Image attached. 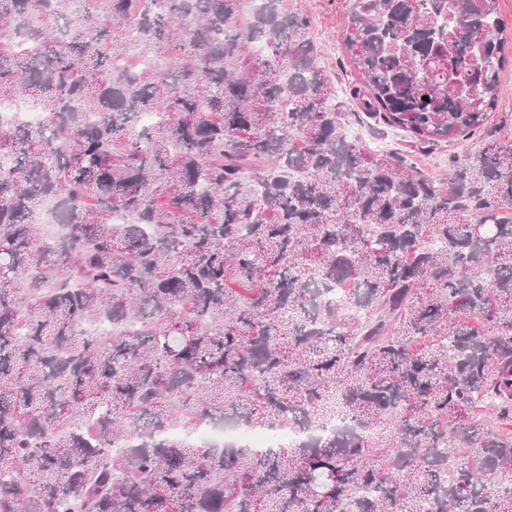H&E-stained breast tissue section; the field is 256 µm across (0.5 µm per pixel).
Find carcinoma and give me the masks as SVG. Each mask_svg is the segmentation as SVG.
<instances>
[{
  "mask_svg": "<svg viewBox=\"0 0 512 512\" xmlns=\"http://www.w3.org/2000/svg\"><path fill=\"white\" fill-rule=\"evenodd\" d=\"M309 28L0 0V101L42 115L0 123V512H512V134L440 182L343 133L472 137L497 0H349L359 113ZM208 420L304 438L188 439Z\"/></svg>",
  "mask_w": 512,
  "mask_h": 512,
  "instance_id": "1",
  "label": "carcinoma"
}]
</instances>
